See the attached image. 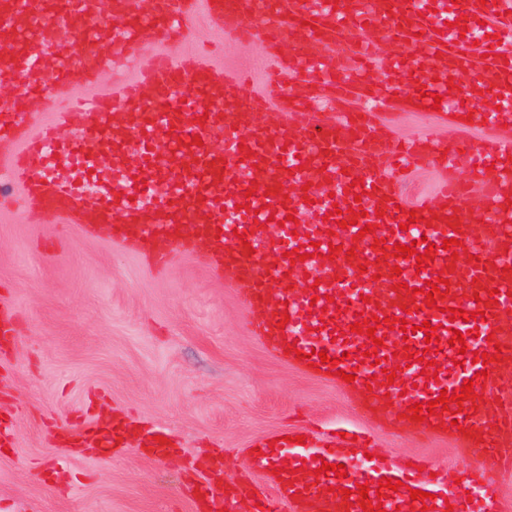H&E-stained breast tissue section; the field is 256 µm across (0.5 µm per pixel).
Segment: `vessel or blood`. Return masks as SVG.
I'll return each instance as SVG.
<instances>
[{
  "label": "vessel or blood",
  "instance_id": "obj_1",
  "mask_svg": "<svg viewBox=\"0 0 512 512\" xmlns=\"http://www.w3.org/2000/svg\"><path fill=\"white\" fill-rule=\"evenodd\" d=\"M50 2L0 0V81L18 90L0 104V175L23 205L86 234L110 225L113 246L140 251L155 275L186 254L231 276L248 333L272 355L320 376L340 359L352 379L334 375L333 384L360 396L381 427L450 437L475 460L463 476L426 461L406 471L366 458L363 433L343 438L332 431L315 449L264 441L248 451L236 482H225L221 460L203 469L193 489L199 512H238L250 497L257 503L252 512H363L366 504L417 512L423 502L411 500L414 490L434 494L435 512H498L494 475L512 472V139L450 144L427 134L402 144L383 126L381 110L420 112L436 104L444 113L461 111L448 80L465 77L493 89L469 129L512 125V0H112L113 14L125 21L117 36L101 26L100 0H74L71 9ZM62 18L86 31L95 66L73 61L65 47L47 52V35ZM200 18L227 36L245 32L263 42L270 60L264 82L288 83L286 98L261 92L244 100L246 72L192 49ZM382 19L390 23L388 66L408 64L414 77L383 98L371 93L370 81L347 78L345 56L313 52L328 43L372 48L366 32ZM147 42L159 48L150 65L117 88L81 96L119 50ZM315 87L330 88L340 103L361 97L358 115L322 121L309 104ZM437 94L443 103L434 102ZM62 100L90 113L78 132H69L67 114L57 112ZM217 138L223 150L212 149ZM106 160L111 178L84 190L82 174ZM62 161L75 175L54 174ZM419 166L436 169L439 181L431 195L413 201L403 183ZM159 180L167 195L148 199L147 184ZM477 184L484 189L479 199ZM356 207L364 217H352ZM413 213L419 221L412 225ZM369 223L375 232L361 234ZM451 238L481 245V260H456L442 247ZM378 239L384 247H375ZM430 242L435 258L418 266ZM398 243L415 245V255L396 256ZM297 248L307 258L294 263L288 253ZM269 253L278 254L276 265L267 264ZM442 272L449 295L428 307L419 289ZM410 301L416 309L408 313ZM451 306L472 312L471 321L450 320ZM375 316L382 320L379 349L351 330ZM392 316L406 319L408 331L390 329ZM19 320L14 301L0 296L1 354H8ZM425 321L436 326V342L426 343ZM456 330L468 346L462 356L450 345ZM406 347L422 352V361L407 363ZM477 351L490 355L489 364L474 362ZM429 360L433 380L422 373ZM481 371L486 377L474 384V397L449 403L427 423L407 416L410 405L427 404ZM157 434L98 422L69 432L106 453L133 442L159 457L172 443ZM325 462L345 465V476L323 471ZM284 463L291 479L275 475ZM255 473L267 474L268 491L257 490ZM386 477L402 486L382 501L376 489ZM364 483L371 489L365 499L356 492Z\"/></svg>",
  "mask_w": 512,
  "mask_h": 512
}]
</instances>
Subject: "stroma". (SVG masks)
I'll use <instances>...</instances> for the list:
<instances>
[{
  "mask_svg": "<svg viewBox=\"0 0 512 512\" xmlns=\"http://www.w3.org/2000/svg\"><path fill=\"white\" fill-rule=\"evenodd\" d=\"M198 48L263 75L266 48L248 34L205 25ZM383 118L397 138L461 133L426 112ZM1 285L21 321L0 366L11 375L0 417L13 421V444L0 451V512H194L187 458L221 457L232 481L255 441L287 429L316 446L347 424L396 464L472 463L452 440L379 430L357 397L271 355L248 334L236 289L192 257L159 279L108 233L84 235L16 200L0 208ZM108 414L159 425L177 445L161 458L132 448L102 458L72 453L53 434Z\"/></svg>",
  "mask_w": 512,
  "mask_h": 512,
  "instance_id": "35a3bbf8",
  "label": "stroma"
}]
</instances>
